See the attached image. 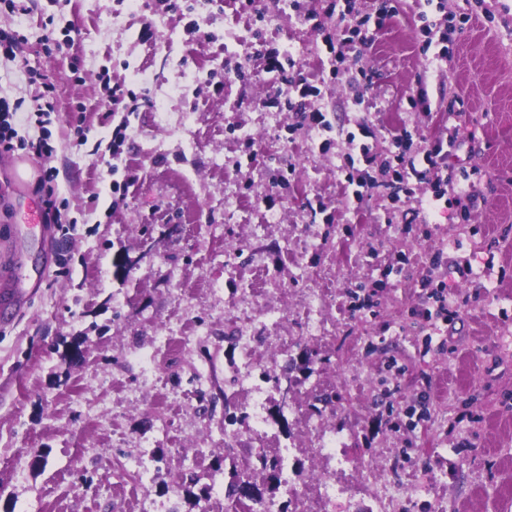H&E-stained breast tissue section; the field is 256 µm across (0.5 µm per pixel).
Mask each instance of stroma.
Instances as JSON below:
<instances>
[{
	"mask_svg": "<svg viewBox=\"0 0 512 512\" xmlns=\"http://www.w3.org/2000/svg\"><path fill=\"white\" fill-rule=\"evenodd\" d=\"M176 3L27 0V11L0 10V28L25 37L16 59L0 58V98L27 113L41 75L60 90L45 124L22 121L17 132L48 135L62 219L76 223L50 237L29 223L43 190L34 179L16 185L14 154H0V290L35 287L0 316V512H223L211 491L224 477L222 451L197 453L191 437L221 439L225 405L247 402L243 391L203 399L223 388L235 357L222 337L237 317L224 308L244 288L284 289L271 298L284 315L262 335L295 358L322 354L293 372L292 403L336 395L322 426L345 438L348 462L311 460L294 414L280 438L296 443L300 465L335 470L338 512L373 506L369 460L408 487L402 512H512V0L476 6L477 20L450 35L446 72L427 76L417 4L399 0L363 49L374 72L364 109H353L347 85L320 88L335 128L373 122L382 156L401 127L429 136L447 124L448 95L459 94L472 137L458 156L486 174L468 224L449 209L429 224H389L391 202L379 195L349 212L338 175L346 145L312 150L313 132L297 128L292 112L270 125L274 89L257 74L255 52L291 49L305 75L320 74L331 65L323 42L336 23L331 0H263L259 21L241 17L238 0ZM300 11L319 31L299 24ZM50 14L55 38H72L53 56L43 50ZM193 23L205 36L191 43ZM235 62L249 68L247 79H225ZM103 72L142 97L139 111L107 112ZM421 77L435 104L423 120L407 105ZM180 83L185 93L168 95ZM122 122L126 139L116 147L112 130ZM289 162L294 178L270 188V174ZM317 195L327 210L312 221L304 204ZM308 222L314 249L299 240ZM439 249L447 258L433 280L465 304L438 336L421 316L432 305L421 281ZM310 288L334 344L305 337ZM355 293L375 294L376 312H349ZM159 336L169 343L157 352ZM148 350L146 369L132 355ZM202 367L211 380L200 391ZM139 456L151 475L137 483L121 466ZM183 472L196 484L181 482Z\"/></svg>",
	"mask_w": 512,
	"mask_h": 512,
	"instance_id": "stroma-1",
	"label": "stroma"
}]
</instances>
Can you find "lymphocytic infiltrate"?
I'll return each mask as SVG.
<instances>
[{
	"label": "lymphocytic infiltrate",
	"mask_w": 512,
	"mask_h": 512,
	"mask_svg": "<svg viewBox=\"0 0 512 512\" xmlns=\"http://www.w3.org/2000/svg\"><path fill=\"white\" fill-rule=\"evenodd\" d=\"M419 2L422 9L418 19L425 35L421 46L424 65L439 67L450 55L449 29L464 30L472 11L468 8L449 11L445 0ZM394 13L390 0H383L372 13L362 12L356 0H342L336 15V34L326 40V48L334 59L328 75L330 81L362 91L369 89L373 73L359 63L362 48L370 33L381 30ZM264 71L288 88L284 97L274 98V106L284 107L286 111L297 113L300 119L309 120L320 134L319 151H326L334 128L321 109L310 111L305 107L306 98L318 95V87L308 81L290 54L267 52ZM17 119V110L0 98V153L20 148L43 160L40 183L46 194L41 201L42 221L61 224V212L53 193L57 169L50 163L54 150L43 138L17 141ZM374 136L373 128L364 123L345 134L349 150L339 171L344 192L353 208H360L373 194L384 193L392 202L410 205L412 217L420 216L428 221L436 210L450 208L459 223H470L473 207L481 195L484 173L476 166L454 160L464 138L461 125L454 123L434 136L420 138L413 137L408 130H399L395 136V152L381 158L372 151L370 141Z\"/></svg>",
	"instance_id": "obj_1"
}]
</instances>
